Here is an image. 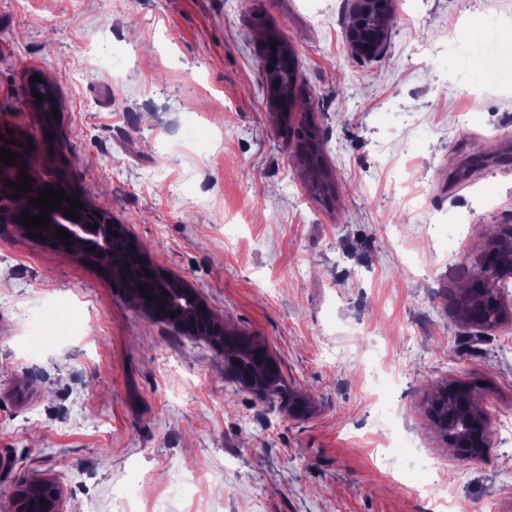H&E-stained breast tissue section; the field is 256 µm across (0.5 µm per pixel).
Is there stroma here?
Masks as SVG:
<instances>
[{"label": "stroma", "instance_id": "1", "mask_svg": "<svg viewBox=\"0 0 512 512\" xmlns=\"http://www.w3.org/2000/svg\"><path fill=\"white\" fill-rule=\"evenodd\" d=\"M393 5L361 59L352 0H0V127H38L31 78L51 83L55 135L33 163L309 401L291 417L240 389L222 350L0 223V505L50 481L65 512H433L441 481L448 512H512V315L482 331L454 305L461 254L512 225V172L464 168L512 136V90L484 66L512 44V0ZM267 30L323 132L322 188L268 107ZM60 303L79 332L30 351L34 317ZM450 384L476 385L490 414L481 460L433 427ZM384 32L365 33L359 28L347 31V43L352 53L358 56L370 57L376 55L383 42Z\"/></svg>", "mask_w": 512, "mask_h": 512}]
</instances>
